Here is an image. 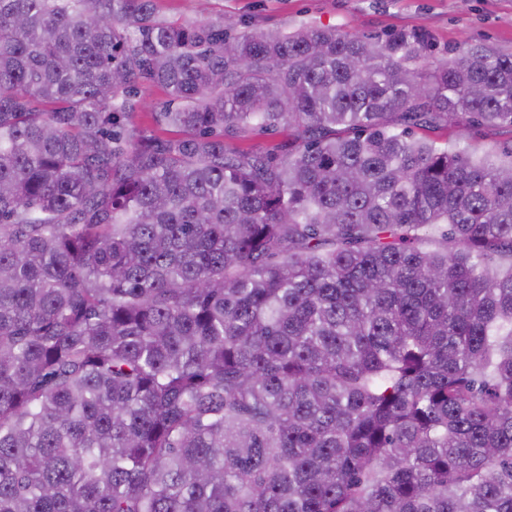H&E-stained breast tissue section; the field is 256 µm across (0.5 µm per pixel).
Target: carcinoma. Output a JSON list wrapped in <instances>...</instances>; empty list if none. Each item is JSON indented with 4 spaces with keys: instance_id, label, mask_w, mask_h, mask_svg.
<instances>
[{
    "instance_id": "obj_1",
    "label": "carcinoma",
    "mask_w": 512,
    "mask_h": 512,
    "mask_svg": "<svg viewBox=\"0 0 512 512\" xmlns=\"http://www.w3.org/2000/svg\"><path fill=\"white\" fill-rule=\"evenodd\" d=\"M427 48L0 0V512H512V53ZM135 107L129 114V126L138 131L153 132L157 135H168L165 127L155 121V112L165 107L175 106L166 90L155 83L140 81L137 84L136 95L133 97ZM461 144L504 154L511 151L512 132L508 127H474L464 135ZM224 143L230 150L233 149H252L267 150L276 146L288 144V131H261L256 130L247 138H224Z\"/></svg>"
}]
</instances>
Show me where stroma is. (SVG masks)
Returning <instances> with one entry per match:
<instances>
[{
  "label": "stroma",
  "mask_w": 512,
  "mask_h": 512,
  "mask_svg": "<svg viewBox=\"0 0 512 512\" xmlns=\"http://www.w3.org/2000/svg\"><path fill=\"white\" fill-rule=\"evenodd\" d=\"M157 9L171 21L191 24L221 17L241 29L290 30L307 24L368 38L420 30L428 34L429 53L436 59L474 45L512 52V0H157ZM170 102L160 85L139 82L130 127L165 134L155 114Z\"/></svg>",
  "instance_id": "35a3bbf8"
}]
</instances>
